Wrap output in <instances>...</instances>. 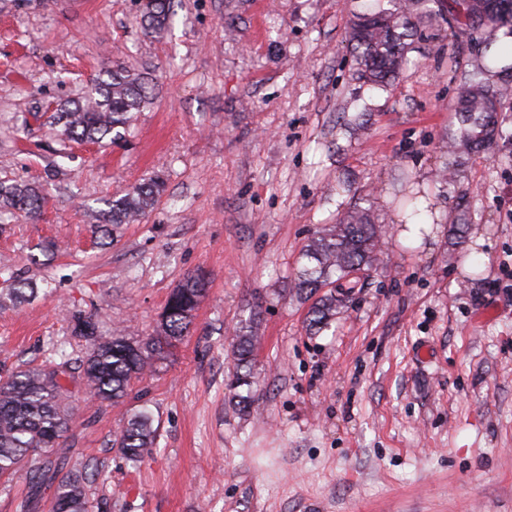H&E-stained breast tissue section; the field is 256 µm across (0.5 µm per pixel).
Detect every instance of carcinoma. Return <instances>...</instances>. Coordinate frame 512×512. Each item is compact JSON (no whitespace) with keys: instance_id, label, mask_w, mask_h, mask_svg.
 I'll return each mask as SVG.
<instances>
[{"instance_id":"carcinoma-1","label":"carcinoma","mask_w":512,"mask_h":512,"mask_svg":"<svg viewBox=\"0 0 512 512\" xmlns=\"http://www.w3.org/2000/svg\"><path fill=\"white\" fill-rule=\"evenodd\" d=\"M429 0H364L352 15L347 42L361 77L375 85L396 78L410 64L411 41L442 13L428 7ZM171 0H140L139 24L144 35L156 37L169 26ZM448 16L479 40L484 30H507L512 34V0H472L465 12L448 4ZM512 72V47L503 45L492 54L476 57L471 77L462 87L455 112L460 127L448 145L460 141L481 150L502 138L495 114L512 100L507 81L492 84L489 78ZM153 98L152 79L121 64H114L97 78L77 100L65 101L54 112V124L67 140L115 141L130 133L135 115ZM164 191V181L155 175L106 202L100 231L110 236L112 227L131 224L149 216ZM45 203L42 188L30 182L0 184V224L18 216L35 217ZM381 230L372 210L355 207L332 228L314 236L303 248V264L295 275L299 295L317 296L309 310L308 327L319 331L347 307L355 289L369 275ZM12 288L0 294V306L16 304L35 293L33 281L11 271ZM206 294L203 273L188 276L169 294L155 333L138 338L98 334L96 315L76 310L70 315L71 336L51 344L48 365L19 367L0 376V479L23 473L39 492L54 487L52 512H106V502L93 503L86 493L88 483L99 475V463L89 459L78 468H67L64 457L51 459L68 429L69 391L62 378L71 374L66 346L81 344L80 376L100 404L124 399L132 382L149 371L164 348L188 335L195 311ZM250 319L231 340L235 372L228 384L231 398L247 409L251 395L239 389L254 384V349L258 342ZM153 417L142 410L133 414L115 439L121 455L139 461L153 444Z\"/></svg>"}]
</instances>
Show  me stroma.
<instances>
[{"label":"stroma","mask_w":512,"mask_h":512,"mask_svg":"<svg viewBox=\"0 0 512 512\" xmlns=\"http://www.w3.org/2000/svg\"><path fill=\"white\" fill-rule=\"evenodd\" d=\"M357 7L175 0L154 39L137 0H0V181L47 193L0 231V267L38 286L0 309V368L43 363L74 310L103 333L151 334L171 290L207 275L190 335L127 397L102 406L71 387L62 451L102 461L87 491L108 512H512V110L494 149L448 153L467 37L439 21L415 67L375 87L345 39ZM116 62L153 80L132 134L61 140L50 104ZM155 173L149 217L102 240L104 199ZM408 180L434 217L418 241L394 205ZM357 206L385 230L378 266L309 331L301 252ZM251 317L243 412L228 343ZM142 409L157 439L132 464L113 441Z\"/></svg>","instance_id":"1"}]
</instances>
